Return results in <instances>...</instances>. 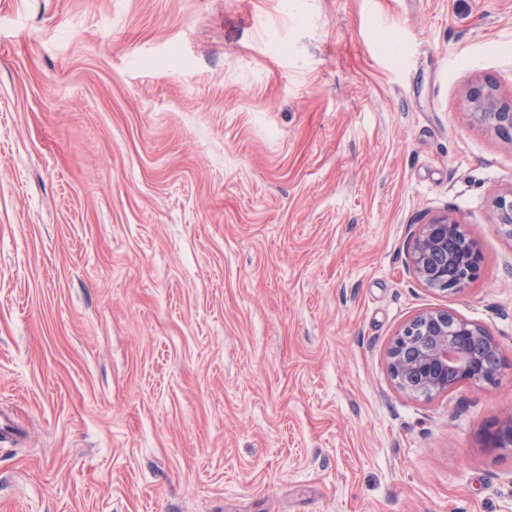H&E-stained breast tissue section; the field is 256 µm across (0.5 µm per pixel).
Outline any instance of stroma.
<instances>
[{"label": "stroma", "instance_id": "1", "mask_svg": "<svg viewBox=\"0 0 512 512\" xmlns=\"http://www.w3.org/2000/svg\"><path fill=\"white\" fill-rule=\"evenodd\" d=\"M512 0H0V512H512ZM454 215L482 261L423 286ZM496 385L400 392L418 313ZM466 96L471 122L493 130L512 143V97L503 98L492 82L470 86ZM495 222L494 230L508 238H512V188L497 194L494 198ZM409 259L414 276L424 286L445 294L460 292L480 272L477 244L448 214L419 225L410 243ZM481 326L447 310H426L404 324L387 349L389 374L410 396L445 394L459 384L495 385L500 346ZM485 447L512 451V417L495 422L485 434Z\"/></svg>", "mask_w": 512, "mask_h": 512}]
</instances>
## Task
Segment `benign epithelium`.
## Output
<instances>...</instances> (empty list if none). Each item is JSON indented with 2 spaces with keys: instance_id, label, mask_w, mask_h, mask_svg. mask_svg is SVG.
I'll return each mask as SVG.
<instances>
[{
  "instance_id": "1",
  "label": "benign epithelium",
  "mask_w": 512,
  "mask_h": 512,
  "mask_svg": "<svg viewBox=\"0 0 512 512\" xmlns=\"http://www.w3.org/2000/svg\"><path fill=\"white\" fill-rule=\"evenodd\" d=\"M472 123L512 143V98H503L491 82L467 90ZM494 230L512 238V188L494 198ZM460 223L446 214L419 225L409 251L414 276L426 287L455 294L475 280L481 258L477 244L461 242ZM389 374L410 396L445 394L467 382L475 387L497 383L503 365L500 346L481 326L447 310H426L404 324L387 349ZM485 447L512 451V417L495 422Z\"/></svg>"
}]
</instances>
